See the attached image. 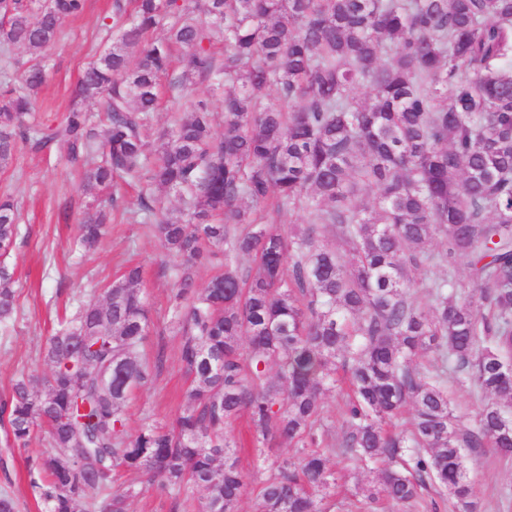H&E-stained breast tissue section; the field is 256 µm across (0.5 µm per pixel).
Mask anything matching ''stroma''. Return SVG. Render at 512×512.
Instances as JSON below:
<instances>
[{
  "label": "stroma",
  "mask_w": 512,
  "mask_h": 512,
  "mask_svg": "<svg viewBox=\"0 0 512 512\" xmlns=\"http://www.w3.org/2000/svg\"><path fill=\"white\" fill-rule=\"evenodd\" d=\"M113 0H86L82 14L68 20L46 60V82L37 95L34 125L47 131L69 111L83 68L111 44L106 26L112 21ZM68 147L52 143L38 150L20 144L8 168L0 169V196L11 195L19 212L20 236L7 266L17 295L14 318L0 325V393L9 390L21 372L48 378L50 366L40 351L63 312H75L89 301H100L106 288L130 265L141 266L142 291L150 308V329L142 354H163V368L152 385L136 392L126 406L129 429L144 417L172 426L187 404L190 381L179 358V339L170 325L169 297L179 261L165 257L158 238L138 216L139 186L128 187L125 206L114 211L107 236L93 250L75 246L78 224L95 207L84 193V170L68 159ZM49 447L40 435L28 448H7L0 439V457L9 456V478L0 477V490L11 489L19 512H46L31 485L28 458ZM479 512H512V460L494 449H469Z\"/></svg>",
  "instance_id": "1"
}]
</instances>
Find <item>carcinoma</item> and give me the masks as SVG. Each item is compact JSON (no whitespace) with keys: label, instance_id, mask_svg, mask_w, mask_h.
Listing matches in <instances>:
<instances>
[{"label":"carcinoma","instance_id":"cac0c4a2","mask_svg":"<svg viewBox=\"0 0 512 512\" xmlns=\"http://www.w3.org/2000/svg\"><path fill=\"white\" fill-rule=\"evenodd\" d=\"M84 6H0V44L29 53L22 85L0 89V168L30 139L43 61ZM165 19L167 36L153 37ZM113 24L112 46L75 91L106 124L93 128L76 105L34 145L66 143L87 166L84 190L107 193L79 226L84 249L122 201L116 178L143 185L140 210L181 259L169 312L190 387L174 427L129 430L125 404L163 362L140 355L150 325L140 268L61 321L44 348L45 393L23 375L0 397L15 447L48 434L53 451L32 464L48 512H128L143 488L120 481L126 473L146 476L175 509L201 490L199 512H238L245 475L226 428L243 414L269 462L257 469L268 471L257 512H326L337 456L374 474L359 492L369 508L412 506L431 486L456 512H477L463 449L487 444L512 458V0H135ZM196 76L211 80L210 99L187 94ZM164 77L186 92L184 116L152 143ZM359 86L369 99L354 95ZM272 93L277 107L265 105ZM157 189L183 199L181 219L158 216ZM295 209L311 221L293 234L268 216ZM17 220L1 197L0 257L14 250ZM328 229L339 244L325 241ZM435 235L438 252L428 249ZM204 256L220 272L200 288ZM460 259L468 292L454 288ZM437 266L448 274L425 285L423 303L411 274ZM16 309L3 264L0 323ZM424 354L428 367L417 363ZM340 374L350 392L334 446L325 397ZM450 375L490 398L472 428L453 415ZM408 404L412 429L388 431ZM284 439L298 452L268 461Z\"/></svg>","mask_w":512,"mask_h":512}]
</instances>
